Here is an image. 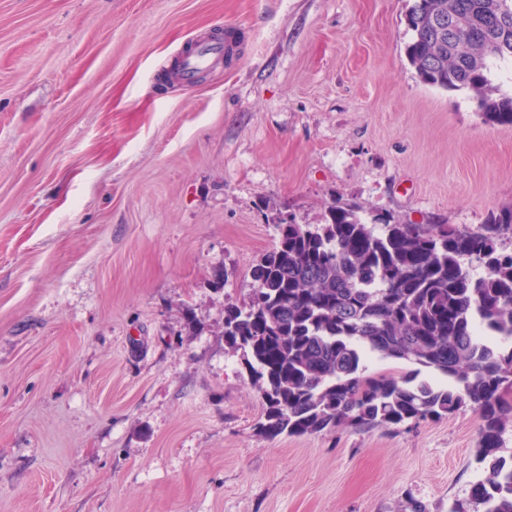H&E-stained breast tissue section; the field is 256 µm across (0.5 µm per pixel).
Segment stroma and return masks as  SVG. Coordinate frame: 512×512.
<instances>
[{"label": "stroma", "mask_w": 512, "mask_h": 512, "mask_svg": "<svg viewBox=\"0 0 512 512\" xmlns=\"http://www.w3.org/2000/svg\"><path fill=\"white\" fill-rule=\"evenodd\" d=\"M409 0H0V512H448L463 409L265 437L224 309L276 226L476 229L512 126L422 83ZM240 47L171 78L216 28Z\"/></svg>", "instance_id": "obj_1"}]
</instances>
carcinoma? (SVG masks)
Listing matches in <instances>:
<instances>
[{"label": "carcinoma", "instance_id": "obj_1", "mask_svg": "<svg viewBox=\"0 0 512 512\" xmlns=\"http://www.w3.org/2000/svg\"><path fill=\"white\" fill-rule=\"evenodd\" d=\"M406 54L419 79L466 90L486 123L512 125V96L491 79L512 61V0H411ZM252 267L249 302L225 310L269 438L342 425L400 426L464 408L478 417L481 479L449 512H512V205L469 231L405 224L356 203L323 224H279ZM368 356L411 369L366 373Z\"/></svg>", "mask_w": 512, "mask_h": 512}]
</instances>
